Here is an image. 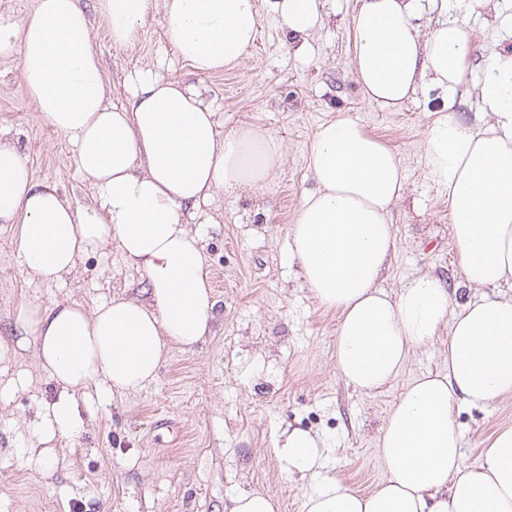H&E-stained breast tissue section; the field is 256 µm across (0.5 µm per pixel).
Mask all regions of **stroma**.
I'll return each instance as SVG.
<instances>
[{
  "instance_id": "35a3bbf8",
  "label": "stroma",
  "mask_w": 512,
  "mask_h": 512,
  "mask_svg": "<svg viewBox=\"0 0 512 512\" xmlns=\"http://www.w3.org/2000/svg\"><path fill=\"white\" fill-rule=\"evenodd\" d=\"M255 45L233 67L201 75L169 44L162 14L147 18L132 45L114 44L94 20L93 46L110 99L127 104L125 78L153 68L166 79L206 88L225 129L252 124L282 142L273 182L237 196L216 192L201 205V245L216 299L211 332L191 349L175 346L155 379L128 394L90 387L79 398L81 425L70 435H46L38 415L58 389L39 370L32 350L0 359V512H224L231 495L262 491L280 512H303L309 479L283 473L277 443L287 427L318 434L327 448L324 472L369 492L386 467L377 439L404 388L442 368L448 330L413 349L400 375L364 394L336 371L338 313L312 295L298 265L287 259V229L303 190L313 188L308 147L317 125L346 112L394 147L406 169L403 199L394 207L396 249L380 285L397 293L419 274L441 278L453 304L480 297L463 286L450 234L448 196L428 177L422 140L437 91L417 92L390 111L362 96L352 73L355 0H321L323 25L298 50L274 12L259 0ZM512 0H448L449 18L467 17L473 66L455 115L473 122L480 64L493 49L512 45L501 25ZM0 140L28 156L34 180L77 205L90 185L75 164L67 136L36 110L16 56L0 55ZM146 276L115 244L78 257L56 283L26 277L17 228L0 224V336L13 332L21 307L50 301L86 309L115 297L143 298ZM455 421L464 459L479 462L498 428L512 425V395L485 409L461 407Z\"/></svg>"
}]
</instances>
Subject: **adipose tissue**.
Here are the masks:
<instances>
[{
    "label": "adipose tissue",
    "mask_w": 512,
    "mask_h": 512,
    "mask_svg": "<svg viewBox=\"0 0 512 512\" xmlns=\"http://www.w3.org/2000/svg\"><path fill=\"white\" fill-rule=\"evenodd\" d=\"M353 72L365 99L396 110L427 85L442 94L423 134L424 167L448 192L451 234L471 288L512 281V46L483 60L478 100L486 127L453 115L474 58L464 20L440 21L420 37L421 0H357ZM178 57L199 73L233 66L254 45L258 0H36L18 21L0 17V53L17 54L21 78L40 114L63 132L93 190L78 206L38 185L26 155L0 141V224L20 227L22 265L57 282L77 258L117 243L147 277L145 299L115 298L86 310L52 302L20 312L18 337L0 338V355L34 349L60 389L44 420L78 429L75 397L106 384L114 393L152 381L169 345L191 348L211 330L215 300L198 233L189 223L215 191L235 195L272 178L282 143L243 125L222 133L201 90L151 69L126 78L131 100L112 104L89 31L104 20L112 41L129 45L153 8ZM292 37L323 22L320 0H275ZM308 167L316 184L290 224L288 256L318 301L339 313L336 370L354 390L372 393L404 369L413 348L448 329L445 369L402 391L378 438L387 476L355 492L322 474L323 440L289 430L278 444L286 474L310 478L303 512H512V426L500 429L480 462L464 461L459 407L484 408L512 394V295L484 297L452 311L441 279L422 274L397 294L379 286L395 251L391 222L405 191L400 155L356 118L319 124Z\"/></svg>",
    "instance_id": "adipose-tissue-1"
}]
</instances>
